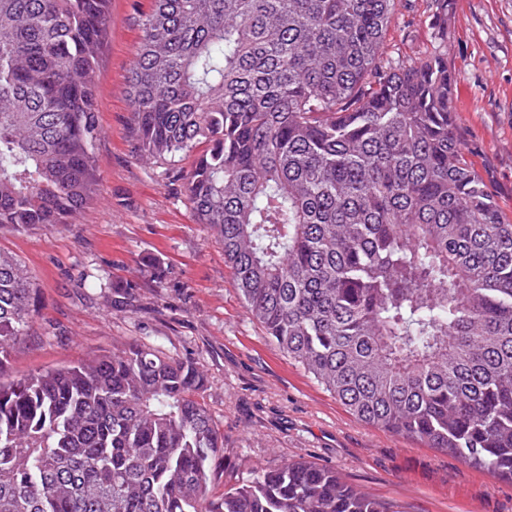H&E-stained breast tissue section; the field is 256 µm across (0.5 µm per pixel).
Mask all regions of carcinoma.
<instances>
[{
	"mask_svg": "<svg viewBox=\"0 0 512 512\" xmlns=\"http://www.w3.org/2000/svg\"><path fill=\"white\" fill-rule=\"evenodd\" d=\"M111 0H0V226L97 191ZM395 0H152L127 77L140 156L185 195L268 340L366 425L512 480V224L461 149L435 48L383 61ZM36 296L0 250V376ZM194 363L137 340L0 381V512H388L336 471L255 469Z\"/></svg>",
	"mask_w": 512,
	"mask_h": 512,
	"instance_id": "carcinoma-1",
	"label": "carcinoma"
}]
</instances>
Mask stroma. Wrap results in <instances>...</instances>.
I'll use <instances>...</instances> for the list:
<instances>
[{"instance_id": "stroma-1", "label": "stroma", "mask_w": 512, "mask_h": 512, "mask_svg": "<svg viewBox=\"0 0 512 512\" xmlns=\"http://www.w3.org/2000/svg\"><path fill=\"white\" fill-rule=\"evenodd\" d=\"M151 0H112L97 67L103 134L98 194L79 223L0 230V249L31 269L39 300L1 375L11 380L136 339L196 363L224 433L220 484L302 459L336 471L389 512H512V482L450 452L366 426L252 320L224 250L185 198L189 161L142 159L131 125L128 70ZM397 0L384 55L406 62L443 47L466 159L512 222V0Z\"/></svg>"}]
</instances>
